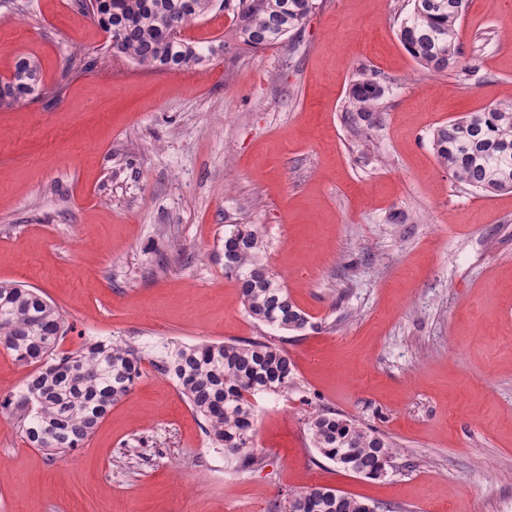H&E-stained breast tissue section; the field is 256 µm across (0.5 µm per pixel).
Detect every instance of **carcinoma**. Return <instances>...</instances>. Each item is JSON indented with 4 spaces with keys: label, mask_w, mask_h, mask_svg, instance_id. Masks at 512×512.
Here are the masks:
<instances>
[{
    "label": "carcinoma",
    "mask_w": 512,
    "mask_h": 512,
    "mask_svg": "<svg viewBox=\"0 0 512 512\" xmlns=\"http://www.w3.org/2000/svg\"><path fill=\"white\" fill-rule=\"evenodd\" d=\"M236 17L234 36L247 49L281 41L302 28L313 0H228ZM398 38L424 69L437 74L475 72L462 61L459 22L466 0H411ZM215 0H108L93 17L112 37V49L155 70L204 64L224 44L189 40L182 29L207 14ZM37 58L18 59L13 79L0 82V105L39 90ZM384 94L374 77L352 85L349 112L370 122ZM441 165L465 186L490 195L512 191V103L449 121L432 133ZM261 225H224V274L233 279L246 311L255 321L281 330L301 331L306 314L291 300L263 259ZM67 332L60 310L37 291L0 281V347L30 368L14 393L0 397L25 440L50 456L85 444L112 405L129 394L144 358L154 372L174 382L192 410L208 425L212 443L226 448L242 469L259 465L255 447L257 394L292 389L293 362L263 336L242 342L184 344L162 341L149 353L131 342L89 339L78 349H59ZM313 447L336 466L374 478L397 453L378 431L340 413L323 410L308 419ZM288 512H376L363 500L336 489L316 487L294 495Z\"/></svg>",
    "instance_id": "obj_1"
}]
</instances>
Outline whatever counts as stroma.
Returning a JSON list of instances; mask_svg holds the SVG:
<instances>
[{
    "label": "stroma",
    "mask_w": 512,
    "mask_h": 512,
    "mask_svg": "<svg viewBox=\"0 0 512 512\" xmlns=\"http://www.w3.org/2000/svg\"><path fill=\"white\" fill-rule=\"evenodd\" d=\"M297 34L247 50L233 14L187 26L223 53L179 71L113 54L76 0H0V75L41 64V95L0 106V281L70 327L146 348L268 337L295 385L254 399L264 460L215 448L142 364L83 448L30 447L0 413V512H288L325 486L379 512H512V191L440 166L438 126L512 102V0H469L473 75L434 74L397 36L407 0H314ZM385 89L368 131L349 90ZM259 224L309 324L255 323L224 275V227ZM331 409L398 453L385 476L336 468L306 419Z\"/></svg>",
    "instance_id": "35a3bbf8"
}]
</instances>
